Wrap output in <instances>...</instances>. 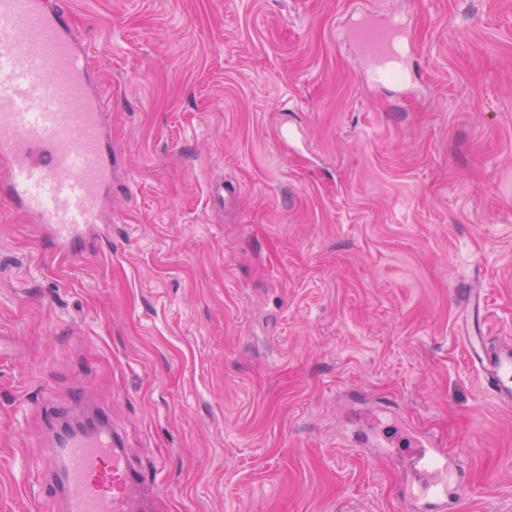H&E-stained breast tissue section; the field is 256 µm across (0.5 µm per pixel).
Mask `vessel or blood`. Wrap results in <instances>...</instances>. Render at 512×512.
I'll return each mask as SVG.
<instances>
[{"label": "vessel or blood", "instance_id": "obj_1", "mask_svg": "<svg viewBox=\"0 0 512 512\" xmlns=\"http://www.w3.org/2000/svg\"><path fill=\"white\" fill-rule=\"evenodd\" d=\"M412 21L366 13L345 31L377 65V84L404 81ZM0 193L33 224L48 228L55 257L71 258L88 236H107L116 154L88 54L55 0H0ZM495 400L512 406V341L485 349L465 339ZM45 467L61 512H132L147 474L112 436L111 420L55 445ZM404 494L432 512H459L464 489L452 458L428 436L404 456Z\"/></svg>", "mask_w": 512, "mask_h": 512}]
</instances>
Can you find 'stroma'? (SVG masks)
<instances>
[{
	"mask_svg": "<svg viewBox=\"0 0 512 512\" xmlns=\"http://www.w3.org/2000/svg\"><path fill=\"white\" fill-rule=\"evenodd\" d=\"M59 2L112 238L56 261L0 196V512L58 510L48 402L111 416L156 512H414L380 424L463 453L461 512H512V408L463 340L474 286L512 337V0ZM361 11L413 17L405 85L364 79Z\"/></svg>",
	"mask_w": 512,
	"mask_h": 512,
	"instance_id": "1",
	"label": "stroma"
}]
</instances>
